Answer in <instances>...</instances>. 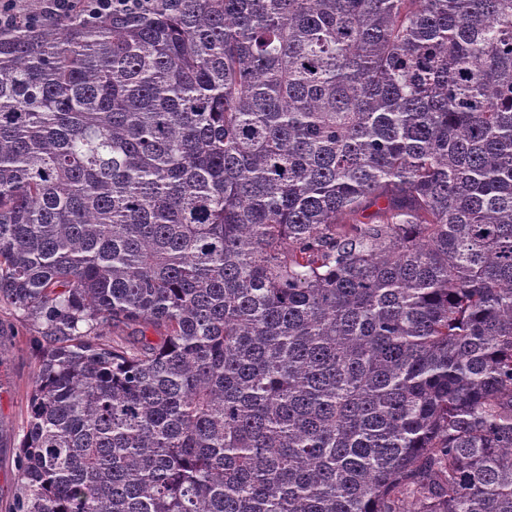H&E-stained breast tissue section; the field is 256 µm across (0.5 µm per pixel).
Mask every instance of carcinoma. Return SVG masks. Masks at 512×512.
I'll use <instances>...</instances> for the list:
<instances>
[{
  "mask_svg": "<svg viewBox=\"0 0 512 512\" xmlns=\"http://www.w3.org/2000/svg\"><path fill=\"white\" fill-rule=\"evenodd\" d=\"M2 305L12 512H512V0L20 17ZM32 327L0 307V512H9L18 486L16 452L26 419L39 350L30 343Z\"/></svg>",
  "mask_w": 512,
  "mask_h": 512,
  "instance_id": "1",
  "label": "carcinoma"
}]
</instances>
